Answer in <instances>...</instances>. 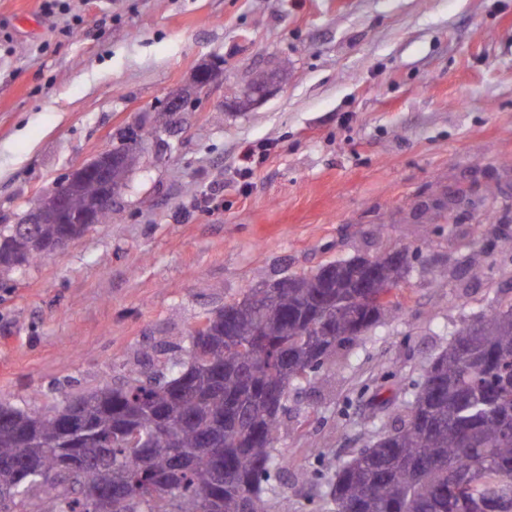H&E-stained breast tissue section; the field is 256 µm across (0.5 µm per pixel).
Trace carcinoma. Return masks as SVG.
<instances>
[{
	"label": "carcinoma",
	"instance_id": "1",
	"mask_svg": "<svg viewBox=\"0 0 512 512\" xmlns=\"http://www.w3.org/2000/svg\"><path fill=\"white\" fill-rule=\"evenodd\" d=\"M98 193L85 183L71 200L79 212ZM45 241L80 232L75 224H39ZM413 252L379 264L373 274L337 260L336 282L316 273L293 276L296 288H252L228 303L237 309L212 322L201 355L186 349L171 376L127 371L120 386L27 408L0 403V512H291L269 485L288 466L280 420L291 386L318 371L334 338L366 333L400 308L391 289ZM15 225L0 227V271L40 258ZM329 319L335 336L310 326ZM433 375L404 408L405 428L375 437L336 467L326 497L336 512H512V302L455 332L434 358ZM80 435L67 439L65 422ZM79 448L84 480L121 474L122 500L103 484L96 495L60 475L64 449Z\"/></svg>",
	"mask_w": 512,
	"mask_h": 512
}]
</instances>
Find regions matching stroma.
<instances>
[{"label":"stroma","mask_w":512,"mask_h":512,"mask_svg":"<svg viewBox=\"0 0 512 512\" xmlns=\"http://www.w3.org/2000/svg\"><path fill=\"white\" fill-rule=\"evenodd\" d=\"M68 3L73 35L41 0H0V225L134 129L142 159L108 223L0 274V402L164 369L249 289L412 251L400 315L338 347L281 417L276 494L329 512L337 464L391 424L459 328L512 298V0ZM284 59L285 85L231 108ZM201 66L215 83L160 145L143 116ZM492 190L494 223H475ZM461 192L453 223L416 217Z\"/></svg>","instance_id":"obj_1"}]
</instances>
